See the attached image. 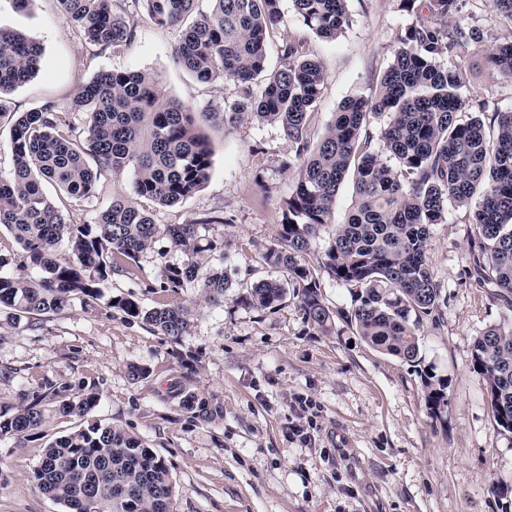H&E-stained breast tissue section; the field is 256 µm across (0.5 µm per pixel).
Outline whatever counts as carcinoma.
Instances as JSON below:
<instances>
[{
	"mask_svg": "<svg viewBox=\"0 0 512 512\" xmlns=\"http://www.w3.org/2000/svg\"><path fill=\"white\" fill-rule=\"evenodd\" d=\"M79 36L102 50H118L133 37L134 20L116 0H57ZM131 0L159 26L178 29L174 59L197 81H230L237 96L203 117L236 128L248 122L278 125L292 143L281 167L294 174L281 224L262 259L288 270L289 280H260L240 297L266 310L288 295L298 298L308 323L326 330L333 311L319 288L326 277L348 287L347 319L373 348L420 364L419 325L440 302L427 252L430 230L448 223V208L471 209L474 268L503 295H512V111L493 113L494 134L481 118H461L466 73L445 58L473 49V31L449 23L458 0H401L415 20L399 38L393 60L373 94L344 100L325 135L312 143L306 125L322 97L324 65L303 44L280 48V65L267 67L269 30L285 20L281 0ZM294 15L317 36L339 37L349 23L347 0H291ZM42 47L18 30L0 28V128L9 126L12 165L0 169V227L22 250L23 260L0 254V308L7 319L38 329L41 317L74 303L87 309L105 301L128 318L177 341L192 323L181 292L199 288L224 301L222 269L203 270L198 254L220 250L204 240L208 215L191 224L159 228L139 200L172 207L208 180L212 152L193 113L170 98L161 82L142 71L98 72L68 105L46 102L16 112L4 94L39 71ZM486 64L512 80V41L486 54ZM385 117L382 125L373 119ZM133 175L134 199H114L82 224H69L45 192L54 184L68 198L89 202L104 173ZM354 181L352 213L323 254L307 259L312 242L333 223L336 196L347 176ZM183 249L185 262L166 269L158 288L167 296L152 306L134 295L105 296L115 272L131 265L159 236ZM68 243V254L57 247ZM474 370L486 383L498 430L512 433V330L489 327L474 342ZM424 400L433 417L448 406L447 383L430 366L422 370ZM45 391L22 393L21 406L0 418V440L26 437L50 416L84 418L99 396L69 392L44 382ZM183 408L197 416L217 407L195 396ZM37 487L66 512H173L176 483L165 461L140 438L97 423L61 436L33 469Z\"/></svg>",
	"mask_w": 512,
	"mask_h": 512,
	"instance_id": "1",
	"label": "carcinoma"
}]
</instances>
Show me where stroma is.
<instances>
[{
    "instance_id": "35a3bbf8",
    "label": "stroma",
    "mask_w": 512,
    "mask_h": 512,
    "mask_svg": "<svg viewBox=\"0 0 512 512\" xmlns=\"http://www.w3.org/2000/svg\"><path fill=\"white\" fill-rule=\"evenodd\" d=\"M282 9L286 20L270 33L268 67L278 66L283 42L301 40L327 71L307 127L315 141L343 100L373 92L412 17L400 0H348L349 24L328 41L295 17L290 0ZM454 20L481 33L465 59L467 115L477 101L490 112L512 110V81L483 60L494 45L512 41V27L500 22L493 0H458ZM0 28L25 32L43 51L39 72L5 96L18 112L71 103L96 73L112 68L153 74L194 113L222 110L236 95L233 84L198 82L177 65V29L145 18L116 52L84 43L56 0H35L25 11L0 0ZM200 129L212 151L207 182L176 206L154 208L153 219L164 226L213 211L227 216L206 231L222 241L223 258L199 256L203 267H223L230 284L223 303L187 289L182 301L193 322L177 341L103 306H72L35 332L0 317V414L12 415L21 390L46 380L95 390L100 401L90 421L129 430L165 460L176 483L174 512H512V495L493 491L512 486V434L498 431L486 383L473 368L476 338L491 326H511L512 308L472 272L469 210H452L429 241L442 297L420 325V353L448 381V407L435 418L417 367L375 350L343 318L351 307L344 285L327 279L320 288L338 312L325 331L306 323L292 299L264 311L238 303L247 286L288 278L287 270L268 268L261 253L293 188V174L281 167L292 144L270 123L227 131L204 121ZM45 190L79 224L91 209L131 196L132 176H101L88 204L65 199L51 184ZM183 260L180 249L158 239L140 254L134 276L113 275L105 292L153 304L166 269ZM133 366L146 378L132 380ZM189 395L218 406V414L192 417L182 408ZM293 421L303 436L290 433ZM80 425L55 417L39 435L0 441V512H64L37 488L33 469L49 442Z\"/></svg>"
}]
</instances>
